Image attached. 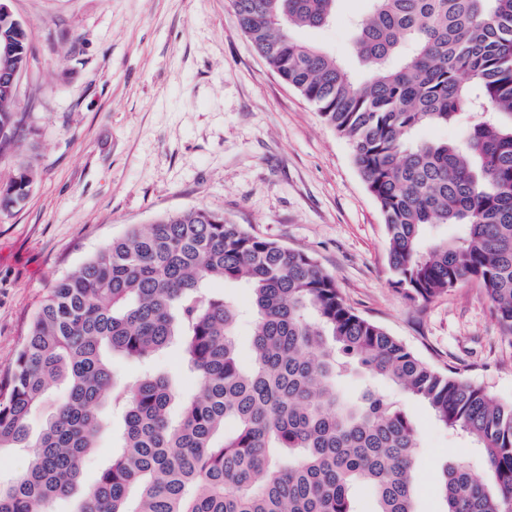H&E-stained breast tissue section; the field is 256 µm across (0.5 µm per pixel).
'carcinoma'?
Masks as SVG:
<instances>
[{
    "mask_svg": "<svg viewBox=\"0 0 512 512\" xmlns=\"http://www.w3.org/2000/svg\"><path fill=\"white\" fill-rule=\"evenodd\" d=\"M340 0H232L269 67L347 139L384 218L391 283L428 302L470 283L512 335V0H369L354 25L367 70L298 32ZM29 66L32 31H14ZM481 120L453 141L419 143L425 125ZM26 113L0 96V154L26 135ZM25 167L0 189V212L28 197ZM459 225L448 238L430 228ZM213 280L246 285L254 323L239 361L238 310ZM178 344L199 390L179 418L169 380L122 379L112 355L148 363ZM424 403L478 449L438 480L443 512H512V403L441 370L344 300L309 253L189 209L132 224L68 275L34 313L0 380V453L27 448L26 472L0 481V512H417L421 444L392 394L350 395L357 370ZM65 399L31 439L28 418L59 383ZM122 410L119 456L90 485L105 405Z\"/></svg>",
    "mask_w": 512,
    "mask_h": 512,
    "instance_id": "1",
    "label": "carcinoma"
}]
</instances>
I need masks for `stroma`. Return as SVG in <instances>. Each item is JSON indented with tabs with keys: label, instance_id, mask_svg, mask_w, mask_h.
Masks as SVG:
<instances>
[{
	"label": "stroma",
	"instance_id": "obj_1",
	"mask_svg": "<svg viewBox=\"0 0 512 512\" xmlns=\"http://www.w3.org/2000/svg\"><path fill=\"white\" fill-rule=\"evenodd\" d=\"M33 32L17 103L28 134L0 157V185L24 165V204L0 213V375L48 288L129 224L191 208L311 253L347 303L437 367L512 402V336L481 288L413 302L393 288L383 217L346 139L266 64L231 0H9ZM341 0L303 32L356 78ZM394 399L420 437L419 512H441L437 477L464 446L420 402Z\"/></svg>",
	"mask_w": 512,
	"mask_h": 512
}]
</instances>
